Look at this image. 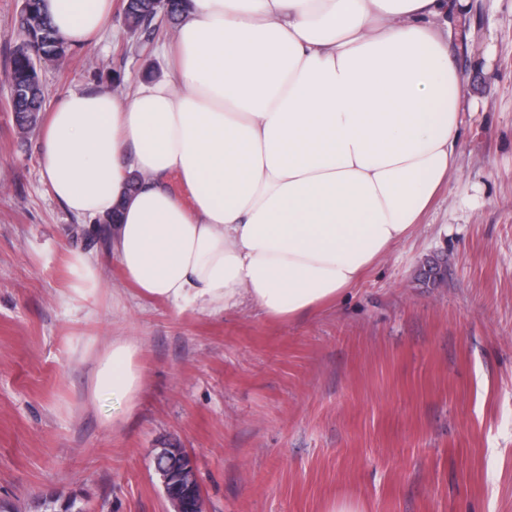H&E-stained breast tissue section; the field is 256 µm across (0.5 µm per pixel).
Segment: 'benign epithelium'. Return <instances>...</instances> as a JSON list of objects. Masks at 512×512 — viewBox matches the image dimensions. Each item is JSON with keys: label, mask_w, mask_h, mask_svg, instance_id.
<instances>
[{"label": "benign epithelium", "mask_w": 512, "mask_h": 512, "mask_svg": "<svg viewBox=\"0 0 512 512\" xmlns=\"http://www.w3.org/2000/svg\"><path fill=\"white\" fill-rule=\"evenodd\" d=\"M167 461L154 463L170 512H203V496L192 456L183 448L171 449Z\"/></svg>", "instance_id": "7a95c632"}]
</instances>
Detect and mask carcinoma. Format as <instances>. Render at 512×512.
I'll use <instances>...</instances> for the list:
<instances>
[{
  "mask_svg": "<svg viewBox=\"0 0 512 512\" xmlns=\"http://www.w3.org/2000/svg\"><path fill=\"white\" fill-rule=\"evenodd\" d=\"M189 0H125L124 18L129 29L153 31L152 25L158 14L171 21L182 19ZM19 40L11 50L5 64L10 85V112L16 125L36 127L39 114L45 105L40 74L36 72L34 59L39 55L55 56L56 45L62 38L52 26L43 10L42 0H29L14 19Z\"/></svg>",
  "mask_w": 512,
  "mask_h": 512,
  "instance_id": "1",
  "label": "carcinoma"
}]
</instances>
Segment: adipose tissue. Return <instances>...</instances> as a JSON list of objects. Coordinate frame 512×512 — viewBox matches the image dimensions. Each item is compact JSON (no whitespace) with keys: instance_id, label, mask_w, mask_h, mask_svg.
Wrapping results in <instances>:
<instances>
[{"instance_id":"1","label":"adipose tissue","mask_w":512,"mask_h":512,"mask_svg":"<svg viewBox=\"0 0 512 512\" xmlns=\"http://www.w3.org/2000/svg\"><path fill=\"white\" fill-rule=\"evenodd\" d=\"M472 0H190L166 79L74 89L38 133L43 178L107 232L138 298L297 317L338 300L418 224L457 161L466 83L448 29ZM74 47L112 0H44ZM141 345L98 351L88 398L120 423Z\"/></svg>"}]
</instances>
